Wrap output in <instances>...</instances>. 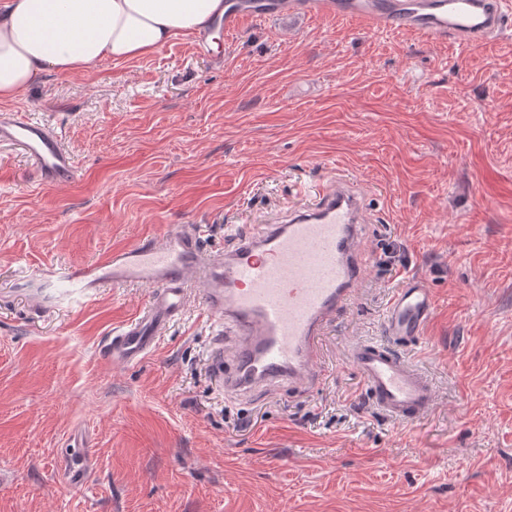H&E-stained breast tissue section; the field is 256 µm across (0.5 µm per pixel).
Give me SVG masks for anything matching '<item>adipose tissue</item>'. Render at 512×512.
I'll use <instances>...</instances> for the list:
<instances>
[{"label":"adipose tissue","mask_w":512,"mask_h":512,"mask_svg":"<svg viewBox=\"0 0 512 512\" xmlns=\"http://www.w3.org/2000/svg\"><path fill=\"white\" fill-rule=\"evenodd\" d=\"M223 11L224 0H0V101L50 73L153 53Z\"/></svg>","instance_id":"ef3b65f1"}]
</instances>
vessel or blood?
Wrapping results in <instances>:
<instances>
[{"mask_svg":"<svg viewBox=\"0 0 512 512\" xmlns=\"http://www.w3.org/2000/svg\"><path fill=\"white\" fill-rule=\"evenodd\" d=\"M283 13L359 20L377 31L408 30L432 42L472 47L504 36L512 0H224L220 27L229 36L243 21ZM1 143L19 147L42 183L68 184L77 176L60 136L24 113H0ZM366 221L363 192L350 177L336 174L322 181L312 203L268 215L258 229L237 233L232 248L205 249L201 225L172 224L161 238L142 239L89 264L39 269L15 286L40 310L108 288H150L145 308L101 346L106 360L127 365L155 350L170 323L188 312L193 290H200L208 314L224 326L213 369L225 396L284 381L312 388L325 377L322 337L352 301L370 264L359 249ZM434 310L425 280L408 278L390 299L384 332L399 342L416 341ZM228 355L235 363L229 373ZM349 360L386 416L413 422L432 410V384L398 353L363 341L352 346ZM70 446L64 480L79 485L90 469L89 445L80 435Z\"/></svg>","mask_w":512,"mask_h":512,"instance_id":"1","label":"vessel or blood"}]
</instances>
